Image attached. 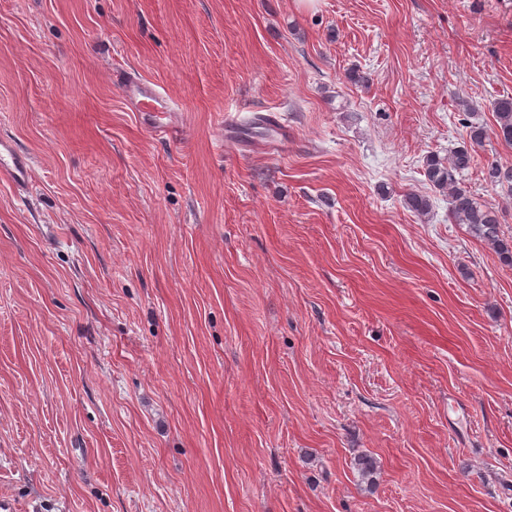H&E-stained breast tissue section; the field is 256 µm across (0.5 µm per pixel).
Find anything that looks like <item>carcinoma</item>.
Returning <instances> with one entry per match:
<instances>
[{
    "label": "carcinoma",
    "instance_id": "carcinoma-1",
    "mask_svg": "<svg viewBox=\"0 0 512 512\" xmlns=\"http://www.w3.org/2000/svg\"><path fill=\"white\" fill-rule=\"evenodd\" d=\"M496 116V125L489 132L482 125L469 126V140L471 148L455 151L447 157L430 154L424 159V176L430 185L448 194L450 216L458 224H465L469 230L492 247L501 262L512 267V239L500 234V222L497 211L489 204H482L463 186L457 175L468 169L474 155L471 149L480 147L488 134H493L504 144L512 146V97L499 98L493 103ZM404 204L412 212L424 216L430 211L428 197L409 193L404 196Z\"/></svg>",
    "mask_w": 512,
    "mask_h": 512
}]
</instances>
